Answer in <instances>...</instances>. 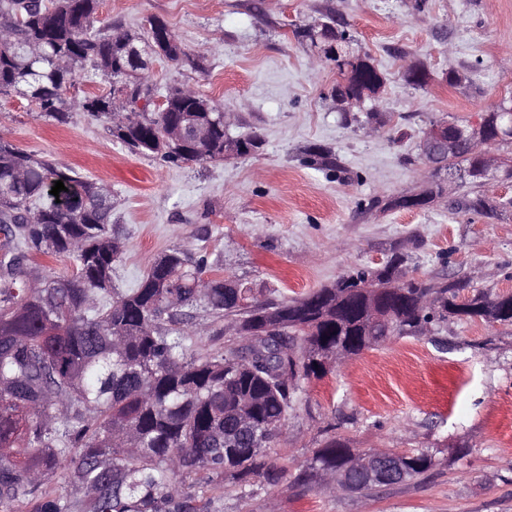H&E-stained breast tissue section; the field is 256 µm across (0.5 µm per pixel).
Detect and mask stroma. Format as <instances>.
<instances>
[{
	"label": "stroma",
	"instance_id": "35a3bbf8",
	"mask_svg": "<svg viewBox=\"0 0 512 512\" xmlns=\"http://www.w3.org/2000/svg\"><path fill=\"white\" fill-rule=\"evenodd\" d=\"M158 16L203 70L154 59L159 90L189 86L232 113L231 135L263 139L258 154L174 166L128 153L99 122L74 111L67 126L0 94V136L112 187V228L125 244L116 284L136 285L180 247L219 274L280 300L332 284L395 253L408 276L461 282L460 298L512 293V183L486 194L489 219L458 209L469 185L443 176L444 195L421 210L386 208L423 186L421 141L431 122H476L512 98V0H101L100 23L140 30ZM334 17L386 78L385 125L367 132L338 112L337 73L318 62L298 28ZM430 73L405 83L407 62ZM464 79L448 85V71ZM321 144L341 172L308 162ZM512 327L449 320L394 337L322 379L303 383L269 462L272 487L224 479L223 512H512ZM333 435L356 451L433 453L427 473L364 492L299 483L315 448Z\"/></svg>",
	"mask_w": 512,
	"mask_h": 512
}]
</instances>
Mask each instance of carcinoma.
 Returning a JSON list of instances; mask_svg holds the SVG:
<instances>
[{
  "instance_id": "carcinoma-1",
  "label": "carcinoma",
  "mask_w": 512,
  "mask_h": 512,
  "mask_svg": "<svg viewBox=\"0 0 512 512\" xmlns=\"http://www.w3.org/2000/svg\"><path fill=\"white\" fill-rule=\"evenodd\" d=\"M100 0H0V94L14 92L58 125L79 109L104 124L135 155L180 165L248 157L258 134L232 137L224 112L189 87H171L152 102L153 59L202 70L173 32L161 40L151 17L142 33L122 22L97 28ZM319 50L335 45L340 73L364 80L336 82L333 97L360 92L377 100L386 78L371 55L333 19L297 30ZM124 81L126 99L108 90L68 101L66 91L86 69ZM503 113L491 107L479 122L487 149L498 144ZM471 125L448 123L458 149L432 176L464 169L477 188L461 209L492 215L480 188L509 182L512 171L483 173L466 147ZM310 162L339 163L319 146ZM66 190L50 194L56 181ZM443 194L435 181L421 202L401 195L390 208L417 210ZM66 202L61 205L56 199ZM112 189L73 167L0 138V512H215L213 498L187 493L177 478L200 475L218 486L231 476L244 485L274 486L279 472L267 448L284 433L302 380L321 379L340 345L357 356L393 336H417L448 318L481 315L512 326V293L477 292L459 299L452 279L428 285L406 278L404 258L375 271H349L323 288L271 301L225 276L208 277L207 259L174 248L152 263L135 288L112 284L124 243L112 232ZM67 256L69 277L52 276L40 258ZM381 305L382 321L366 310ZM214 321L236 316L238 340L197 355L193 339ZM353 452L336 437L315 449L313 477L345 469ZM410 478L435 466L425 452H389ZM83 492L48 489L58 470Z\"/></svg>"
}]
</instances>
